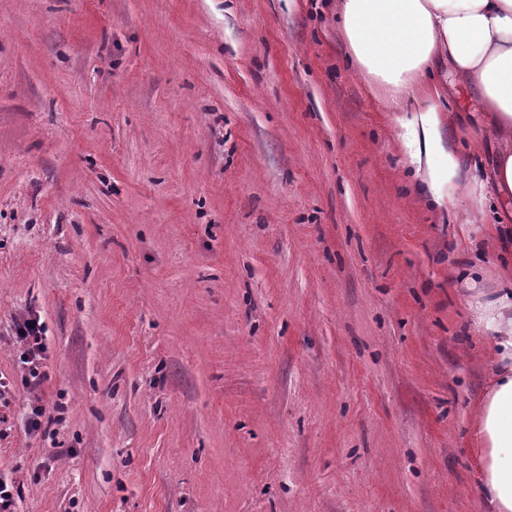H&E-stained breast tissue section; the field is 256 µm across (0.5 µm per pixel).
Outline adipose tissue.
Returning a JSON list of instances; mask_svg holds the SVG:
<instances>
[{"label":"adipose tissue","instance_id":"adipose-tissue-1","mask_svg":"<svg viewBox=\"0 0 512 512\" xmlns=\"http://www.w3.org/2000/svg\"><path fill=\"white\" fill-rule=\"evenodd\" d=\"M345 41L392 114L406 165L438 206L466 200L459 240L512 248V0H336ZM481 112L466 136L478 163L448 147L461 119L448 93ZM471 272L462 291L492 367L470 435L475 487L487 512H512V272L498 288Z\"/></svg>","mask_w":512,"mask_h":512}]
</instances>
